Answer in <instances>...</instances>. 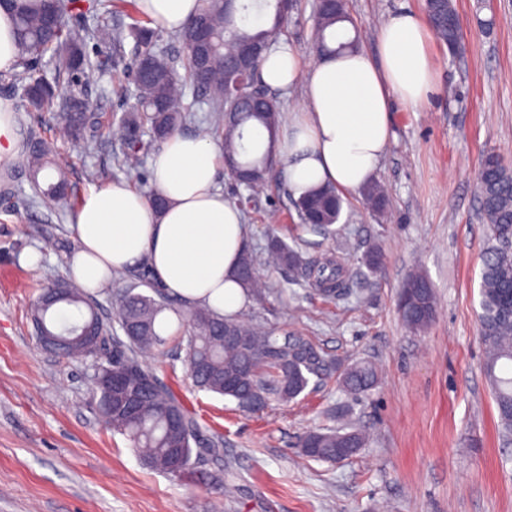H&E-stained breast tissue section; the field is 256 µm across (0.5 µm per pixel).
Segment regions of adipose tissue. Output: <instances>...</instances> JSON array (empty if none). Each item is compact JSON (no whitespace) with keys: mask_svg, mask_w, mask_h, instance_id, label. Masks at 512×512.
<instances>
[{"mask_svg":"<svg viewBox=\"0 0 512 512\" xmlns=\"http://www.w3.org/2000/svg\"><path fill=\"white\" fill-rule=\"evenodd\" d=\"M138 5L152 28L178 32L201 0ZM429 40L419 15L404 9L381 25L375 57L358 49L309 60L287 39L272 41L261 66L264 83L303 88L276 143L294 196L320 185L353 192L372 179L392 137L393 102L416 107L437 89ZM220 157L213 140L172 134L150 161L152 184L168 201L160 212L123 182L84 194L73 212L79 249L68 263L72 279L94 289L113 271L145 261L178 300L240 313L249 302L237 279L247 233L239 207L217 182Z\"/></svg>","mask_w":512,"mask_h":512,"instance_id":"1","label":"adipose tissue"}]
</instances>
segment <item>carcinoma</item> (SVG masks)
Segmentation results:
<instances>
[{"mask_svg": "<svg viewBox=\"0 0 512 512\" xmlns=\"http://www.w3.org/2000/svg\"><path fill=\"white\" fill-rule=\"evenodd\" d=\"M277 3L239 2L227 8L224 0H202L199 12L176 35L192 81V102L186 104L176 60L158 47L160 31L138 21L126 30L97 24L87 28L82 38L67 29L65 22L69 13H84L81 0H12L19 68L0 75V82L16 91L32 111L56 108L55 119L64 132L74 141H83L87 132L101 123L102 116L90 110L83 95L65 93L62 81L75 78L90 66L85 40L112 49V60L117 64L123 58L124 42L130 38L135 43V55L128 64L133 85L130 96L139 102V108L120 117L123 149L119 164L130 169L139 167L145 154L158 148L177 128L195 120L194 106L205 104L214 113V122L199 127L202 136L221 138L225 157L236 160L241 168L259 172L251 182L240 183L248 192L241 199L244 204L276 174L267 160L280 126L281 109L274 94L261 85L259 64L239 70L233 52L243 44L267 47L281 33ZM253 7L265 11L269 27L258 28L247 22ZM426 16L439 42L450 49L461 42V30L454 24V0H432ZM349 21L346 3L329 7L314 3L317 53L336 55L357 48L354 37L336 40V26ZM45 58L54 70L51 81L37 72ZM250 124L268 132L269 144L260 153H248L243 144L244 129ZM23 156L32 195L12 184V169L0 170L3 195L14 205L31 207L37 197L66 198L73 193L68 159L53 153L34 129L27 133ZM480 169V220L486 242L481 253L479 338L484 347L483 372L494 392L499 431L507 439L512 436V167L499 155L488 153L481 159ZM362 192L372 211L385 212L387 199L380 183L372 180ZM295 207L305 231L326 239L337 237L333 225L340 217L342 199L334 187L322 186L304 194L295 199ZM267 251L277 266L296 274L293 282H304L330 299L340 300L349 294L348 272L332 252L312 258L298 245H289L278 237L269 240ZM141 267L142 281L127 288L120 299L115 327L100 314L92 293L66 282L55 284L60 289L55 299L38 296L31 320L36 331L47 330L60 340L56 353L69 359L95 360L98 410L108 426L125 435L141 452L148 468L191 476L203 455L222 452L214 442L206 448L200 446L195 418L141 361V354L164 342L157 324L166 311L175 314L186 338V363L195 385L233 399L245 412H255V405L267 406L272 397L293 401L312 382L333 379L354 399L376 386L377 369L369 362L346 366L301 336L280 340L201 304L191 305L187 314L168 306L162 289L151 283L149 262L143 261ZM238 277L248 295L264 296L249 249L241 257ZM140 286L148 287L150 293L137 291ZM397 310L413 332L433 324L437 298L426 275L413 272L405 278ZM109 375L119 378V382L106 384ZM366 441L365 432L359 429L328 427L306 432L298 448L304 457L339 463L355 456Z\"/></svg>", "mask_w": 512, "mask_h": 512, "instance_id": "cac0c4a2", "label": "carcinoma"}]
</instances>
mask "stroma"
Here are the masks:
<instances>
[{"instance_id": "obj_1", "label": "stroma", "mask_w": 512, "mask_h": 512, "mask_svg": "<svg viewBox=\"0 0 512 512\" xmlns=\"http://www.w3.org/2000/svg\"><path fill=\"white\" fill-rule=\"evenodd\" d=\"M454 3L461 53L450 56L430 40L437 91L419 107L392 110L394 136L376 172L386 214H370L361 192L342 196L349 298L326 300L269 264L268 237L290 238L298 222L285 181L272 182L243 212L270 289L250 300L243 318L278 337L302 336L331 356L371 362L377 386L354 401L336 383L312 385L253 414L193 386L178 338L145 360L195 417L201 443L219 440L221 455L198 469L228 476V493L147 468L95 409L94 361L46 351L30 320L41 288L68 277L80 197L112 182L152 188L148 166L118 163V119L131 104L123 67L101 65L107 49L87 42L92 65L71 89L110 118L88 145L0 86L19 134L40 130L68 158L75 187L67 201L41 199L27 210L0 202V512H512V446L499 439L476 321L485 239L480 159L492 151L512 164V0ZM404 8L424 13L425 0H348L361 48L375 52L379 27ZM371 248L384 257L373 274L360 263ZM415 270L437 296L434 323L417 333L396 310L397 292ZM340 406L345 423L366 431V446L336 464L302 457L299 436L332 426Z\"/></svg>"}]
</instances>
